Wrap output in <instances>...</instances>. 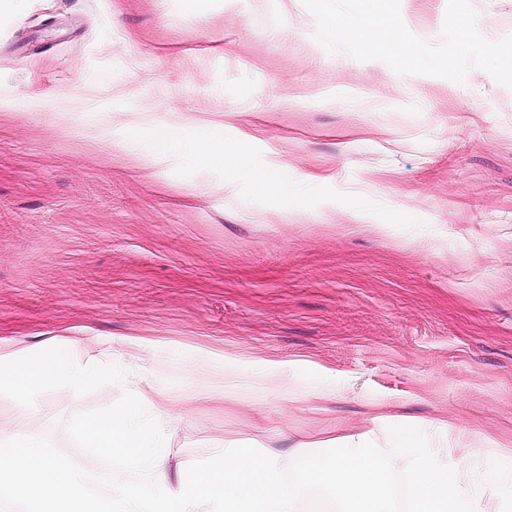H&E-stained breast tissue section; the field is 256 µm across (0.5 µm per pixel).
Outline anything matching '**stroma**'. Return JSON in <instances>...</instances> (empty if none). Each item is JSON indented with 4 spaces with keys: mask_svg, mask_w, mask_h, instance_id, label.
Returning a JSON list of instances; mask_svg holds the SVG:
<instances>
[{
    "mask_svg": "<svg viewBox=\"0 0 512 512\" xmlns=\"http://www.w3.org/2000/svg\"><path fill=\"white\" fill-rule=\"evenodd\" d=\"M472 3L483 37L512 35V0ZM446 7L400 0L429 43ZM316 28L302 0H0V338L93 336L147 373L182 412L172 478L212 439L287 465L310 436L386 449L393 416L433 448L512 453V88L401 75ZM187 117L278 165V191L187 152L145 162L144 120ZM200 347L217 395L196 403ZM127 388L59 384L31 423L2 391L0 427L101 475L64 422ZM317 390L336 398L300 403Z\"/></svg>",
    "mask_w": 512,
    "mask_h": 512,
    "instance_id": "1",
    "label": "stroma"
}]
</instances>
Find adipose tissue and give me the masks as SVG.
Segmentation results:
<instances>
[{
    "label": "adipose tissue",
    "mask_w": 512,
    "mask_h": 512,
    "mask_svg": "<svg viewBox=\"0 0 512 512\" xmlns=\"http://www.w3.org/2000/svg\"><path fill=\"white\" fill-rule=\"evenodd\" d=\"M152 148V158H159L182 148L209 165L224 167L232 175L250 179L255 188L266 191L277 188L274 169L252 171L241 146L224 140L223 126L217 122L176 121L150 123L144 128ZM98 373L93 365L76 363L68 352L47 343L29 355H20L12 341L0 339V390L10 391L19 401L27 418H36L44 394L66 382L81 387Z\"/></svg>",
    "instance_id": "1"
}]
</instances>
